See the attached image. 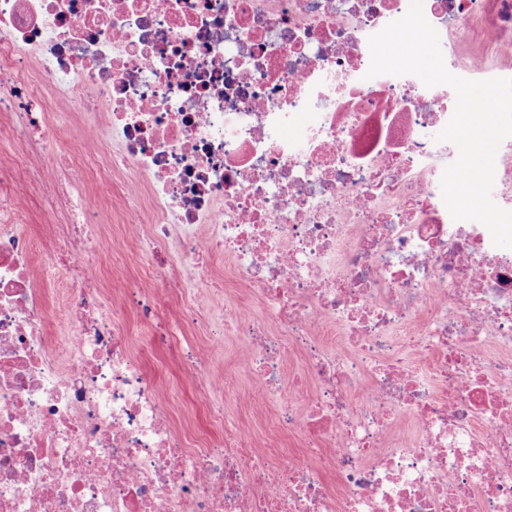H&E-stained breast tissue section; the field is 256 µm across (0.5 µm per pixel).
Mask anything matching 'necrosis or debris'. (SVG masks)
<instances>
[{"label": "necrosis or debris", "mask_w": 512, "mask_h": 512, "mask_svg": "<svg viewBox=\"0 0 512 512\" xmlns=\"http://www.w3.org/2000/svg\"><path fill=\"white\" fill-rule=\"evenodd\" d=\"M410 4L0 0V112L24 142L0 162V512H512V255L444 203L454 90L366 76ZM422 8L462 71L512 65V0ZM54 103L83 124L49 123ZM104 157L96 198L144 189L124 210L151 239L142 322L173 340L169 292L220 299L253 404L302 448L256 449L213 402L220 439L189 449L105 305L100 237L27 233L36 206L87 223L73 188ZM218 263L259 307L225 298ZM295 353L307 382L285 379ZM182 372L233 392L196 349Z\"/></svg>", "instance_id": "1"}]
</instances>
